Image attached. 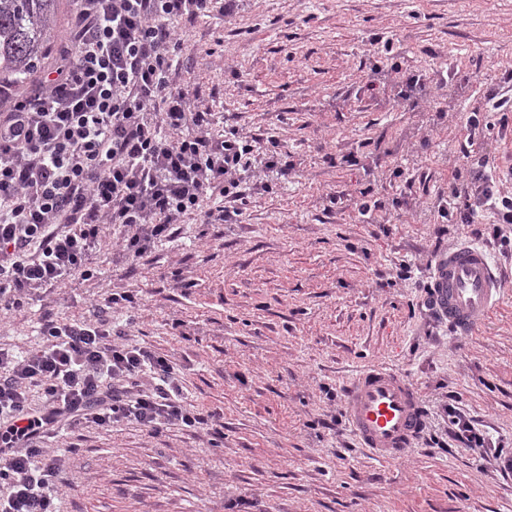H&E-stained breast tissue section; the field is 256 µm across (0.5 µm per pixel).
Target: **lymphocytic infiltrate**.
<instances>
[{"label": "lymphocytic infiltrate", "instance_id": "f902f5d3", "mask_svg": "<svg viewBox=\"0 0 512 512\" xmlns=\"http://www.w3.org/2000/svg\"><path fill=\"white\" fill-rule=\"evenodd\" d=\"M237 0H74L50 69L29 85L0 86V311L24 309L34 291L94 276L93 255L114 232L129 257L171 239L196 215L224 224L241 214L246 181L273 189L294 163L279 141L256 154L237 128L214 132L215 115L192 110L174 86L184 51L180 22L232 15ZM512 128V73L484 108L464 118L466 168L448 180L437 213L477 223L494 210L512 224V167L475 151ZM128 317L106 312L44 318V344L0 350V512H58L62 456L44 438L92 423L130 422L149 435L167 425L216 427L220 415L188 403L171 362L126 343ZM44 396L30 400L32 388Z\"/></svg>", "mask_w": 512, "mask_h": 512}]
</instances>
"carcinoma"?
Instances as JSON below:
<instances>
[{
	"instance_id": "carcinoma-1",
	"label": "carcinoma",
	"mask_w": 512,
	"mask_h": 512,
	"mask_svg": "<svg viewBox=\"0 0 512 512\" xmlns=\"http://www.w3.org/2000/svg\"><path fill=\"white\" fill-rule=\"evenodd\" d=\"M56 2L0 0V83H25L46 54Z\"/></svg>"
}]
</instances>
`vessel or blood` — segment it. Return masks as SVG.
Here are the masks:
<instances>
[{
    "mask_svg": "<svg viewBox=\"0 0 512 512\" xmlns=\"http://www.w3.org/2000/svg\"><path fill=\"white\" fill-rule=\"evenodd\" d=\"M503 292L490 255L478 246L455 247L435 261L430 302L455 335H472ZM343 413L360 447L379 460L402 458L425 426L423 401L413 381L381 367L364 368L348 382Z\"/></svg>",
    "mask_w": 512,
    "mask_h": 512,
    "instance_id": "b4317fda",
    "label": "vessel or blood"
}]
</instances>
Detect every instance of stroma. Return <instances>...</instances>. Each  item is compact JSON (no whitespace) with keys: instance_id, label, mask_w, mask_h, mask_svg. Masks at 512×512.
<instances>
[{"instance_id":"35a3bbf8","label":"stroma","mask_w":512,"mask_h":512,"mask_svg":"<svg viewBox=\"0 0 512 512\" xmlns=\"http://www.w3.org/2000/svg\"><path fill=\"white\" fill-rule=\"evenodd\" d=\"M181 31L174 83L259 143L278 139L295 168L238 223L187 219L134 260L106 237L97 277L0 312V348L18 356L42 345L44 312L76 319L134 291L131 343L166 355L188 403L223 415L217 447L200 430L127 423L48 439L66 456L60 512H512L496 459L512 447V224L437 219L466 163L464 116L512 69V0H243ZM386 39L426 74V97L369 86ZM364 190L381 203L367 219ZM464 242L492 255L505 292L458 337L429 285L436 257ZM371 365L422 396V438L395 461L357 448L345 423V386ZM452 406L490 449L459 447Z\"/></svg>"}]
</instances>
